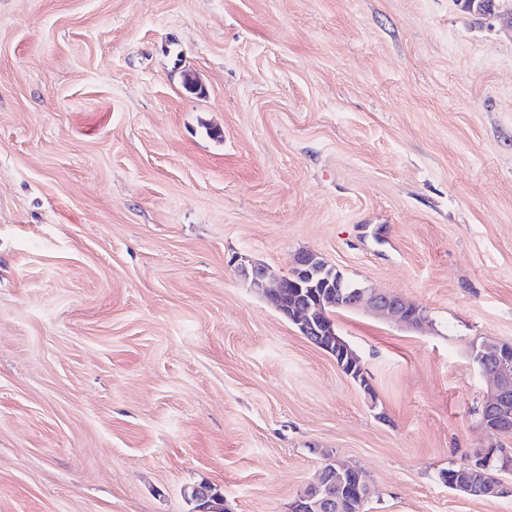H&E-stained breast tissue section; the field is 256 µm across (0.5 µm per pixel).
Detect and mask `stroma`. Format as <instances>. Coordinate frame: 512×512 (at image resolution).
Here are the masks:
<instances>
[{"label":"stroma","mask_w":512,"mask_h":512,"mask_svg":"<svg viewBox=\"0 0 512 512\" xmlns=\"http://www.w3.org/2000/svg\"><path fill=\"white\" fill-rule=\"evenodd\" d=\"M200 92H189L185 80ZM311 249L427 310H339L366 396L237 274ZM512 25L462 0H0V512H512L442 470L512 448ZM485 353L495 358L491 368L480 367L489 385V400L483 408V425L496 434L501 430V419L507 410V403L512 393V345L498 341H486ZM330 473H334L336 484L346 492L343 500L352 502L358 501L364 496H371V484L361 469L344 466L336 460L328 458L317 480L296 495L290 504L289 512H321L325 507L327 483L333 477Z\"/></svg>","instance_id":"1"}]
</instances>
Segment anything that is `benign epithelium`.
Masks as SVG:
<instances>
[{
    "instance_id": "benign-epithelium-1",
    "label": "benign epithelium",
    "mask_w": 512,
    "mask_h": 512,
    "mask_svg": "<svg viewBox=\"0 0 512 512\" xmlns=\"http://www.w3.org/2000/svg\"><path fill=\"white\" fill-rule=\"evenodd\" d=\"M335 266L311 250L294 255L286 275L274 286L267 284L268 268L257 261L249 260L237 265L239 276L253 288L262 291L285 318L289 319L299 333L311 339L319 349L336 360L337 366L354 378L369 398L375 392L361 361L350 350L328 319L326 309L333 305V295H343L341 284L334 283L332 273ZM338 287L336 293L330 288ZM349 308L367 307L373 312L402 321L408 326L418 327L427 320L426 311L410 306L401 297L370 289L349 294ZM485 353L495 358L491 368H480L489 385V400L483 408V425L497 434L502 433L501 419L512 398V345L490 341ZM336 478V484L346 492L344 500L358 501L372 494L366 474L359 468L344 466L328 458L317 480L301 490L291 502L289 512H322L325 507L327 483ZM453 485L460 491L477 498H497L503 491H512V485L497 479L490 480L484 473L483 462L473 460L455 471Z\"/></svg>"
}]
</instances>
